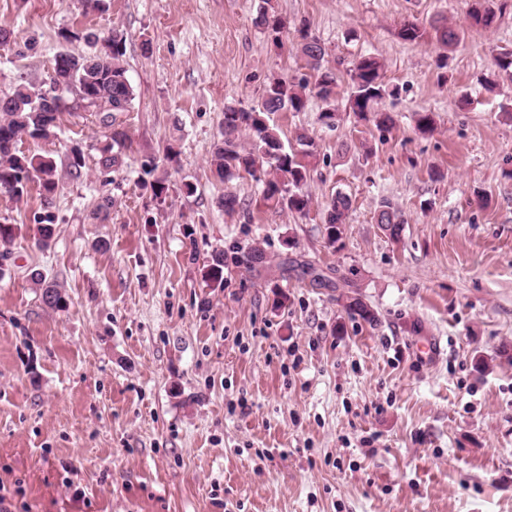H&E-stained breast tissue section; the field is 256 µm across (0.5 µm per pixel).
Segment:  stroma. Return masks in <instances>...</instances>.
I'll list each match as a JSON object with an SVG mask.
<instances>
[{"label": "stroma", "mask_w": 512, "mask_h": 512, "mask_svg": "<svg viewBox=\"0 0 512 512\" xmlns=\"http://www.w3.org/2000/svg\"><path fill=\"white\" fill-rule=\"evenodd\" d=\"M260 2L0 0L1 98L116 29L135 95L116 115L130 136L117 165L100 163L102 113L66 114L55 136L18 144L53 159L57 191L0 195L15 229L0 242V493L17 512H512V80L495 64L512 5L467 30L443 73L436 41L397 31L462 25L469 0H272L309 23L338 76L333 124L315 98L270 117L317 145L303 215L210 172L225 105L305 74L255 26ZM367 54L401 88L379 104L396 122L385 135L347 108V71ZM339 191L352 205L334 250L322 217ZM386 199L406 221L397 243L374 220ZM255 244L271 272L231 265L207 286L215 251ZM48 285L65 308L43 304ZM353 291L376 322L345 312ZM431 338L441 354L426 361Z\"/></svg>", "instance_id": "obj_1"}]
</instances>
